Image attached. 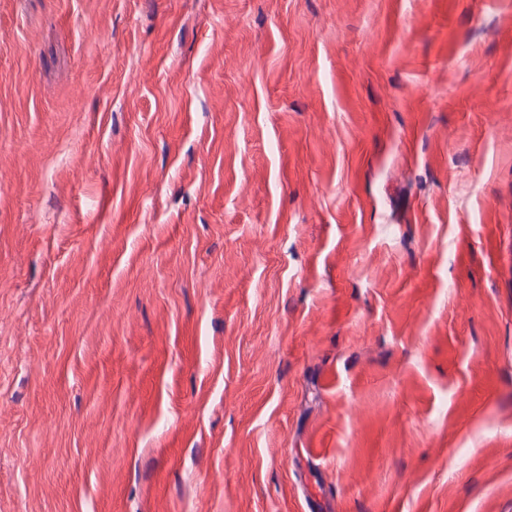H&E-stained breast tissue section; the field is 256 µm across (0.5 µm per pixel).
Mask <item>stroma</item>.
<instances>
[{
    "instance_id": "stroma-1",
    "label": "stroma",
    "mask_w": 512,
    "mask_h": 512,
    "mask_svg": "<svg viewBox=\"0 0 512 512\" xmlns=\"http://www.w3.org/2000/svg\"><path fill=\"white\" fill-rule=\"evenodd\" d=\"M512 512V0H0V512Z\"/></svg>"
}]
</instances>
